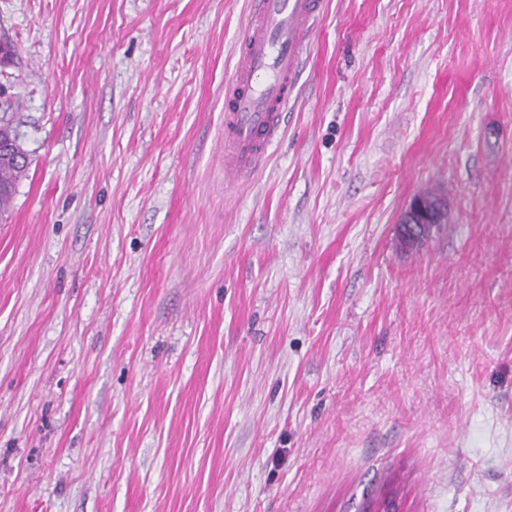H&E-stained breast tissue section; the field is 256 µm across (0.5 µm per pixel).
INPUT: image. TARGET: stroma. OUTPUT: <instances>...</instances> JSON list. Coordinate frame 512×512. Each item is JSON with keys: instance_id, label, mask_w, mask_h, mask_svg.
<instances>
[{"instance_id": "35a3bbf8", "label": "stroma", "mask_w": 512, "mask_h": 512, "mask_svg": "<svg viewBox=\"0 0 512 512\" xmlns=\"http://www.w3.org/2000/svg\"><path fill=\"white\" fill-rule=\"evenodd\" d=\"M249 11L0 0V512H512V0H326L228 183ZM19 103L13 102L8 97L0 99V143L18 142L17 133L13 126L14 113L13 109L18 108ZM18 149L0 150V217L8 212V206L14 195L17 180L26 172L29 165L27 153ZM26 155H25V154ZM445 205V200L436 195L421 194L411 201L398 225L399 235L406 246L413 248L424 240L430 225L436 224ZM440 226L441 224H436L434 229H438ZM422 227L427 230L422 231ZM431 231H428L425 238L430 235Z\"/></svg>"}]
</instances>
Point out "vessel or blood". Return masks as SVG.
I'll use <instances>...</instances> for the list:
<instances>
[{
  "label": "vessel or blood",
  "mask_w": 512,
  "mask_h": 512,
  "mask_svg": "<svg viewBox=\"0 0 512 512\" xmlns=\"http://www.w3.org/2000/svg\"><path fill=\"white\" fill-rule=\"evenodd\" d=\"M325 0H252L239 64L224 86V178L259 169L303 69Z\"/></svg>",
  "instance_id": "1"
}]
</instances>
